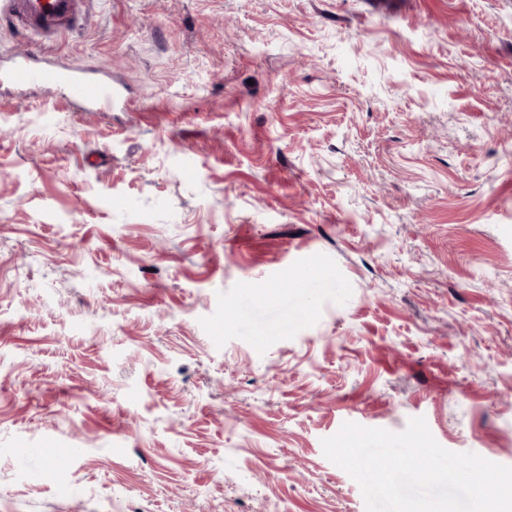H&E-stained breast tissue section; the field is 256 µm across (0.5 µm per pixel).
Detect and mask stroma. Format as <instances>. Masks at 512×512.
Listing matches in <instances>:
<instances>
[{
    "mask_svg": "<svg viewBox=\"0 0 512 512\" xmlns=\"http://www.w3.org/2000/svg\"><path fill=\"white\" fill-rule=\"evenodd\" d=\"M83 13L0 23L129 100L0 92V512H365L346 422L512 466V0Z\"/></svg>",
    "mask_w": 512,
    "mask_h": 512,
    "instance_id": "stroma-1",
    "label": "stroma"
}]
</instances>
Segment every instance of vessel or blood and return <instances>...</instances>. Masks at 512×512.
Returning <instances> with one entry per match:
<instances>
[{
  "mask_svg": "<svg viewBox=\"0 0 512 512\" xmlns=\"http://www.w3.org/2000/svg\"><path fill=\"white\" fill-rule=\"evenodd\" d=\"M82 0H0V17L40 38L73 31ZM63 88L83 106L111 111L121 93L106 76L80 68H66L37 52L19 54L0 64V86Z\"/></svg>",
  "mask_w": 512,
  "mask_h": 512,
  "instance_id": "vessel-or-blood-1",
  "label": "vessel or blood"
}]
</instances>
